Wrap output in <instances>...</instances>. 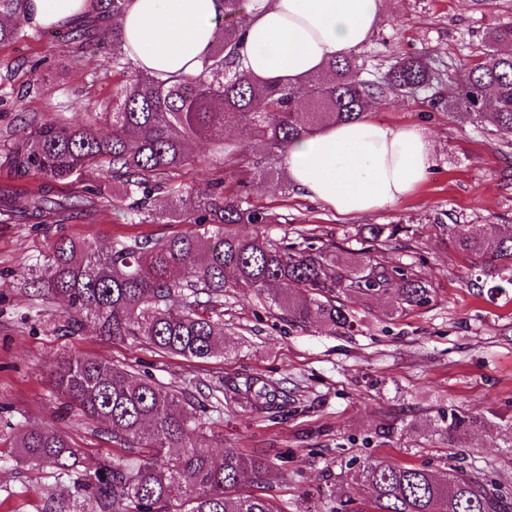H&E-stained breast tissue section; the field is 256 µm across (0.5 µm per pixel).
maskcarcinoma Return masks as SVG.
I'll list each match as a JSON object with an SVG mask.
<instances>
[{
    "label": "carcinoma",
    "instance_id": "1",
    "mask_svg": "<svg viewBox=\"0 0 512 512\" xmlns=\"http://www.w3.org/2000/svg\"><path fill=\"white\" fill-rule=\"evenodd\" d=\"M127 0H93L92 12L110 20L103 28L72 30L77 49L112 61L124 71L121 21ZM22 0H0V45L21 38L8 22ZM245 0H224L223 37L197 74L129 76L112 95L106 112L110 132L89 123L42 122L18 138L4 163L42 175L32 194L7 186L0 201L22 219L63 224L84 207L85 196L53 198L54 185L85 171L106 170L118 188L112 195L132 200L133 224L196 225V230L164 239L134 237L102 252L91 244L62 239L46 262L22 276L27 297L63 298L67 311L59 325L66 336L83 335L92 325L98 336L144 340L186 359H206L224 351V293L254 297L290 326L315 318L334 330L353 326L354 316L340 295L387 299V314H403L430 302L432 288L414 272L384 259L408 229L400 224H365L362 248L351 258L301 232L295 241L276 243L261 228L276 220L244 205L242 196L224 195V181L187 189L176 183L193 141L211 143L215 162H233L236 147L224 131L240 126L265 147L256 173L284 175L272 160L288 145L329 126L362 119L365 105L414 96L433 88L435 70L421 55H400L375 79L361 80L364 64L344 55L295 85L254 79L240 70L239 47L246 27ZM463 123L489 127L502 148L512 147V24L494 28L482 56L431 99ZM166 191L168 208H152L151 194ZM92 194L110 201L104 188ZM237 224L258 231L242 237ZM454 248L478 271L474 286L503 279L512 285V224H450ZM50 382L71 406L103 425L102 432L124 455L102 461L94 471L78 469V449L53 427L22 431V461L47 465L80 489L45 505L44 512H279L267 496L242 495L246 475L264 482L269 466L257 450L226 448L215 456L201 422V403L185 390L164 387L124 366L71 355L50 371ZM226 393L243 408L264 412L277 403L276 390L254 375L226 382ZM478 417L450 410L436 431L452 448H464ZM369 489L365 512H512L504 495L483 470L453 466L439 478L423 466L373 458L351 476ZM184 490L176 501L172 492Z\"/></svg>",
    "mask_w": 512,
    "mask_h": 512
}]
</instances>
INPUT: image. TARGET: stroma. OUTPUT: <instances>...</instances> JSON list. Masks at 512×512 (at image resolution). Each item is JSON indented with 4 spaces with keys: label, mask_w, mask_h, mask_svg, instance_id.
Wrapping results in <instances>:
<instances>
[{
    "label": "stroma",
    "mask_w": 512,
    "mask_h": 512,
    "mask_svg": "<svg viewBox=\"0 0 512 512\" xmlns=\"http://www.w3.org/2000/svg\"><path fill=\"white\" fill-rule=\"evenodd\" d=\"M503 24H512V0H382L378 23L358 53L370 70L399 54L423 55L449 82L482 53L487 33ZM22 32L23 39L0 46V155L40 122L60 117L77 123L103 112L119 79L107 59L77 51L51 30L28 24ZM367 116L418 127L434 144L427 181L385 209L342 217L282 180L256 179L240 190V171L253 169L263 154L241 127L228 135L237 150L234 163L210 164L209 145L195 142L180 171L184 186L220 179L225 193H245L251 205L276 215L266 232L277 242L312 228L343 251L355 248L361 225L409 227L386 258L426 279L431 302L391 319L384 300L345 297L355 317L347 334L316 323L289 327L265 304L229 292L224 352L208 359L165 354L142 341L61 335L56 327L65 305L31 300L19 290L21 275L51 256L60 238L107 249L122 237L164 238L188 227L128 223L120 200L88 204L64 224L22 221L0 210V512H42L58 490L52 469L18 464L20 427L65 428L87 470L120 452L99 422L75 412L57 415L60 398L49 369L74 354L130 367L205 400L201 418L215 451L254 448L270 460L264 483L244 480L241 491L272 494L281 512H334L345 494L364 505L367 490L345 484L344 477L371 456L445 475L454 460L433 425L451 409L484 421L468 436L466 463L512 489V448L504 447L499 429L512 420V288H473V272L451 246L447 225L433 221L449 213L461 224H512V154L499 153L483 128L459 126L432 107L424 92L373 105ZM240 374L287 391V415L271 421L228 397L211 398L222 381Z\"/></svg>",
    "instance_id": "35a3bbf8"
}]
</instances>
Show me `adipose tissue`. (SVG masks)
<instances>
[{
  "label": "adipose tissue",
  "mask_w": 512,
  "mask_h": 512,
  "mask_svg": "<svg viewBox=\"0 0 512 512\" xmlns=\"http://www.w3.org/2000/svg\"><path fill=\"white\" fill-rule=\"evenodd\" d=\"M88 0H24L23 20L46 29L83 15ZM381 0H252L240 64L250 76L286 83L360 48ZM222 0H128L125 51L136 72H197L222 33ZM433 145L418 128L367 118L292 143L285 155L304 196L341 215L394 205L412 195L433 165Z\"/></svg>",
  "instance_id": "adipose-tissue-1"
}]
</instances>
